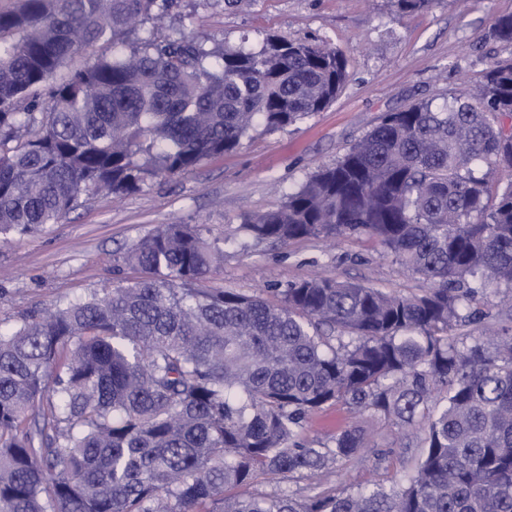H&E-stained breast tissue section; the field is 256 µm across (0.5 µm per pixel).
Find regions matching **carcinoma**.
I'll return each mask as SVG.
<instances>
[{"instance_id": "1", "label": "carcinoma", "mask_w": 512, "mask_h": 512, "mask_svg": "<svg viewBox=\"0 0 512 512\" xmlns=\"http://www.w3.org/2000/svg\"><path fill=\"white\" fill-rule=\"evenodd\" d=\"M173 0H22L0 12V235L102 192L135 191L325 111L349 79L336 49L276 35L252 49L130 41ZM512 46V15L492 25ZM112 55L76 70L78 51ZM512 55L477 88L388 112L276 210L258 242L365 236L420 295L304 279L261 296L196 287L224 249L165 224L125 261L144 276L0 328V512H512V336L450 335L476 294L512 304ZM342 402L423 448L399 488L299 496L232 490L322 477L369 447L348 425L314 445L310 414Z\"/></svg>"}]
</instances>
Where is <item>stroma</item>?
<instances>
[{
	"instance_id": "obj_1",
	"label": "stroma",
	"mask_w": 512,
	"mask_h": 512,
	"mask_svg": "<svg viewBox=\"0 0 512 512\" xmlns=\"http://www.w3.org/2000/svg\"><path fill=\"white\" fill-rule=\"evenodd\" d=\"M512 14V0H435L422 11H402L392 0H254L244 10L223 0H178L164 34L205 38L209 45L240 43L257 49L267 35L342 50L349 80L325 111L275 133L260 130L234 151L205 160L172 178L150 177L134 192L98 195L57 223L0 243V326L64 299L88 296L139 278L125 254L163 224H202L224 244L222 267L208 288L275 299L278 288L310 277L350 280L411 296L424 281L371 239H300L258 243L242 229L243 215L275 209L289 190L318 168L335 164L389 112L427 101L441 106L465 92L482 72L511 51L490 38L496 17ZM499 295L477 305L478 319L461 328L481 339L512 335V318ZM377 435L366 449L314 481L290 478L281 489L307 493L347 486L399 487L421 450L396 428L369 415Z\"/></svg>"
}]
</instances>
